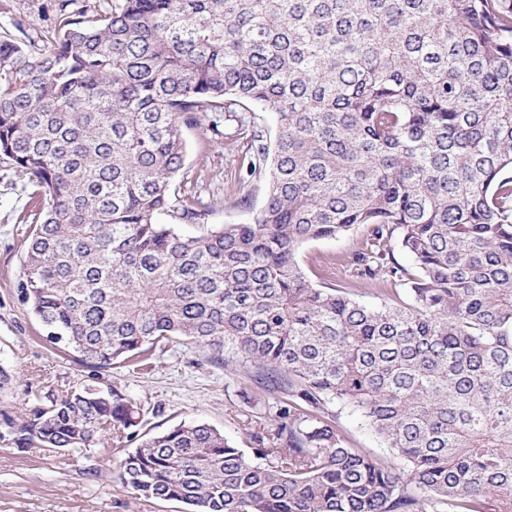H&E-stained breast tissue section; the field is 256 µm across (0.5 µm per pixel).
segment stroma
<instances>
[{"instance_id":"35a3bbf8","label":"stroma","mask_w":512,"mask_h":512,"mask_svg":"<svg viewBox=\"0 0 512 512\" xmlns=\"http://www.w3.org/2000/svg\"><path fill=\"white\" fill-rule=\"evenodd\" d=\"M47 4L0 0V32L21 20L36 42H51L56 21L48 16ZM183 135V184L198 206L210 209L207 225L241 220L233 204L241 195L238 162L244 139L214 135L204 125L185 129ZM30 193L27 176L0 159V370L10 377L0 388V512H188L184 503L144 498L124 487L111 440L64 450L21 448L15 442L35 407L88 384L117 389L141 404L143 429L152 434L182 422H202L249 451L256 446L254 432L273 425L268 398L253 386L247 368L231 372L202 363L194 347L180 344L153 355L148 371L97 372L49 343L18 293L29 232L24 218L33 206ZM204 226L185 224L181 230L196 235Z\"/></svg>"}]
</instances>
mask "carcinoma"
Here are the masks:
<instances>
[{"mask_svg": "<svg viewBox=\"0 0 512 512\" xmlns=\"http://www.w3.org/2000/svg\"><path fill=\"white\" fill-rule=\"evenodd\" d=\"M57 7L49 46L0 35V156L37 206L22 302L82 365L182 340L279 408L250 457L206 423L141 435L137 402L84 386L17 443L111 425L137 441L121 483L192 512H512V0ZM223 120L263 201L188 236L209 211L176 184L182 128ZM358 229L344 264L372 303L299 261ZM338 406L392 460L350 447Z\"/></svg>", "mask_w": 512, "mask_h": 512, "instance_id": "obj_1", "label": "carcinoma"}]
</instances>
